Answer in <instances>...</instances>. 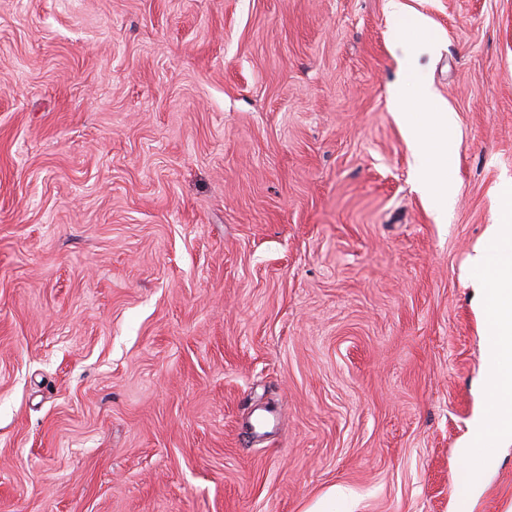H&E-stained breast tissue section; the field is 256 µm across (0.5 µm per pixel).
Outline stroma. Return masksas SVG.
I'll return each mask as SVG.
<instances>
[{
  "mask_svg": "<svg viewBox=\"0 0 512 512\" xmlns=\"http://www.w3.org/2000/svg\"><path fill=\"white\" fill-rule=\"evenodd\" d=\"M401 2L0 0V512H512V0ZM393 112L398 113V120L408 133L409 141L414 150L427 155L432 152L426 127L413 121L410 111L402 102L399 88H396L391 98ZM488 237L501 247L491 301L492 314L496 312L498 317V328L488 335L499 336L497 340H488L491 382L496 393L503 397V401L495 405L497 412L511 410L512 413V364L502 361L504 345H508L512 353V227L509 224H492ZM497 368L503 373L494 375ZM490 412H494V410L485 412L482 416L478 417L473 422V433L472 439L476 441L480 439L482 441L481 445L473 444L475 446L470 447H486L482 448V451L486 454L490 452V448H492L493 443L496 438L502 436V430L497 425L495 417H491L487 415Z\"/></svg>",
  "mask_w": 512,
  "mask_h": 512,
  "instance_id": "stroma-1",
  "label": "stroma"
}]
</instances>
